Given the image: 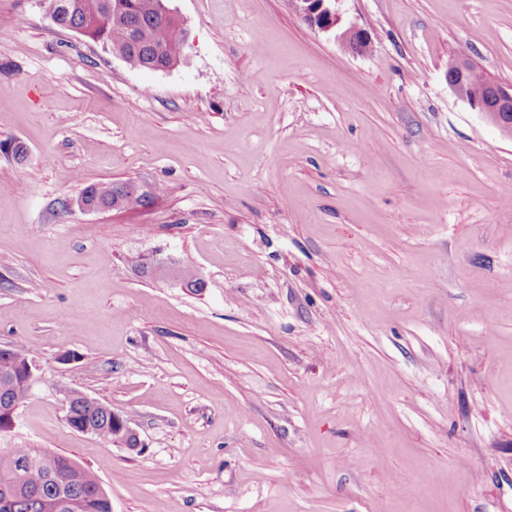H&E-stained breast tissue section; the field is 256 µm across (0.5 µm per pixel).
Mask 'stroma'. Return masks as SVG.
<instances>
[{"label": "stroma", "mask_w": 512, "mask_h": 512, "mask_svg": "<svg viewBox=\"0 0 512 512\" xmlns=\"http://www.w3.org/2000/svg\"><path fill=\"white\" fill-rule=\"evenodd\" d=\"M171 6L151 71L0 0V345L37 365L0 448L112 512H512V136L447 83L512 85V0H344L363 55L292 0ZM119 182L158 192L76 206ZM92 184L87 186L81 195L87 196L89 202L101 203L104 210H121L131 205H149L154 197V189L148 197H136L128 189L127 184ZM70 403L71 398L68 399L66 407V421L69 426L74 428L68 420L71 417V414L68 413V406L77 417L90 422L94 429V436L104 445H112V443L120 441L119 428L114 424L112 418V408L104 404V406L92 407L79 400L71 405ZM43 455L55 459L57 464L59 461L70 460L65 456L38 448H9V454L0 451V475L2 470L8 468L10 464H17L19 461L24 460L25 486L28 487V490L39 488L46 489L47 485L50 483V468ZM7 457H9L8 460H6ZM15 458H17L16 461L14 460ZM70 461L74 465L71 467L74 490L91 491L100 486L97 477L92 471L79 466L72 460Z\"/></svg>", "instance_id": "obj_1"}]
</instances>
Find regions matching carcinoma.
<instances>
[{"label":"carcinoma","mask_w":512,"mask_h":512,"mask_svg":"<svg viewBox=\"0 0 512 512\" xmlns=\"http://www.w3.org/2000/svg\"><path fill=\"white\" fill-rule=\"evenodd\" d=\"M56 25L76 31L112 49L122 50V59L131 67L147 70H165L181 58L175 51L179 43L177 27L165 17L168 0H54ZM82 195L89 202L100 203L105 210H121L131 205L145 206L153 196L136 197L127 184H92ZM70 410L92 425L94 436L103 444L120 441L119 428L114 424L112 408L92 407L81 401L70 405ZM65 461L67 457L38 448H11L0 451V471L15 463L25 462V486L45 488L50 483L47 459ZM72 485L78 491L99 487L95 474L79 465L71 467ZM11 512H45L43 502L35 497L21 495Z\"/></svg>","instance_id":"obj_1"}]
</instances>
